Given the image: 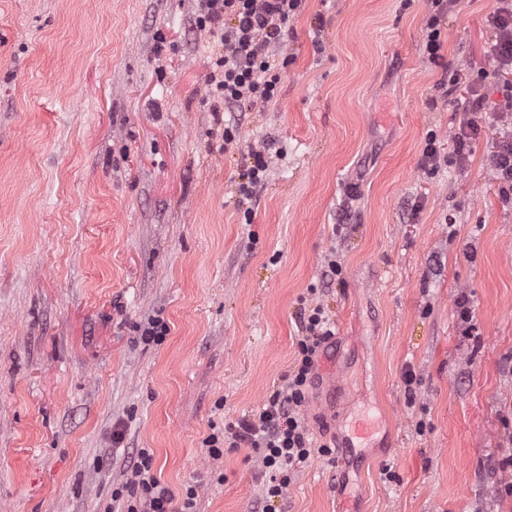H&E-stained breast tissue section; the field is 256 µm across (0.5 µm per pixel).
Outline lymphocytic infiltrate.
Masks as SVG:
<instances>
[{"instance_id":"lymphocytic-infiltrate-1","label":"lymphocytic infiltrate","mask_w":512,"mask_h":512,"mask_svg":"<svg viewBox=\"0 0 512 512\" xmlns=\"http://www.w3.org/2000/svg\"><path fill=\"white\" fill-rule=\"evenodd\" d=\"M302 0H199L196 25L219 34L222 53L211 60L207 92L225 111L264 105L278 93L282 72L288 65L283 49L288 24ZM488 21L496 38L485 53V67L470 74V96L461 110L455 135L458 162H468L471 143L480 131L477 115L490 112L498 129L490 162L497 174L500 196H512V86H506L499 102H490L488 80L512 71V0H496ZM301 336L294 365L283 383L270 392L255 418L225 424L223 432L205 440L211 457L225 449L251 448L263 477L262 512H276L288 487L312 454L333 456L331 444H315L303 414L308 390L315 377L319 352L335 334V324L323 305L302 301L297 314ZM152 457L139 450L130 461L132 490L122 512H195V489H187L183 502L151 473Z\"/></svg>"}]
</instances>
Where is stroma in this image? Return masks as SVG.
I'll use <instances>...</instances> for the list:
<instances>
[{
	"label": "stroma",
	"instance_id": "stroma-1",
	"mask_svg": "<svg viewBox=\"0 0 512 512\" xmlns=\"http://www.w3.org/2000/svg\"><path fill=\"white\" fill-rule=\"evenodd\" d=\"M494 6L457 0L432 61L428 0H303L277 99L224 112L198 0H0V512H117L142 448L197 512H253V452L205 440L259 414L310 297L336 324L312 437L374 431L311 458L279 512H512V202L491 121L456 162L469 87L445 88L482 65ZM267 150L266 147H259L250 153L254 161L250 163L246 172L242 174V179H246L245 182L239 185L240 193L247 198L252 197L256 190L264 185L268 168L266 160Z\"/></svg>",
	"mask_w": 512,
	"mask_h": 512
}]
</instances>
